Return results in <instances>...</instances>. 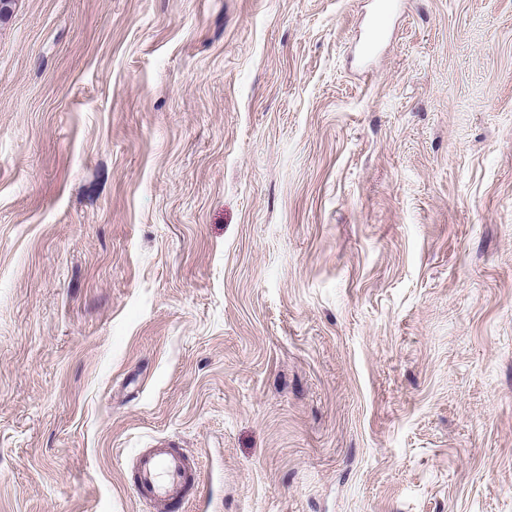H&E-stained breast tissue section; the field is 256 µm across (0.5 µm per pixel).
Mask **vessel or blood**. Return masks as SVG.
Wrapping results in <instances>:
<instances>
[{
	"label": "vessel or blood",
	"mask_w": 512,
	"mask_h": 512,
	"mask_svg": "<svg viewBox=\"0 0 512 512\" xmlns=\"http://www.w3.org/2000/svg\"><path fill=\"white\" fill-rule=\"evenodd\" d=\"M133 470L136 495L160 512L189 500L191 490L202 480L201 470L180 449L165 444L142 449Z\"/></svg>",
	"instance_id": "obj_1"
}]
</instances>
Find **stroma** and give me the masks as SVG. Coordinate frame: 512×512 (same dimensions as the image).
<instances>
[{
  "mask_svg": "<svg viewBox=\"0 0 512 512\" xmlns=\"http://www.w3.org/2000/svg\"><path fill=\"white\" fill-rule=\"evenodd\" d=\"M14 0L0 512H512V0ZM133 470L135 493L140 500L160 510L190 499L189 492L202 480V472L190 463L179 448L161 444L143 448L137 455Z\"/></svg>",
  "mask_w": 512,
  "mask_h": 512,
  "instance_id": "35a3bbf8",
  "label": "stroma"
}]
</instances>
